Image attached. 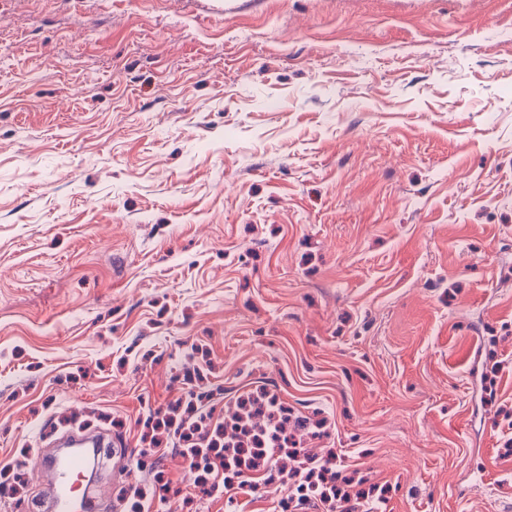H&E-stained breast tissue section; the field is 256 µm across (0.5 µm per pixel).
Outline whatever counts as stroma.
<instances>
[{
  "mask_svg": "<svg viewBox=\"0 0 512 512\" xmlns=\"http://www.w3.org/2000/svg\"><path fill=\"white\" fill-rule=\"evenodd\" d=\"M267 389L357 512H512V0H0V512L77 427L112 512H326L148 446Z\"/></svg>",
  "mask_w": 512,
  "mask_h": 512,
  "instance_id": "stroma-1",
  "label": "stroma"
}]
</instances>
